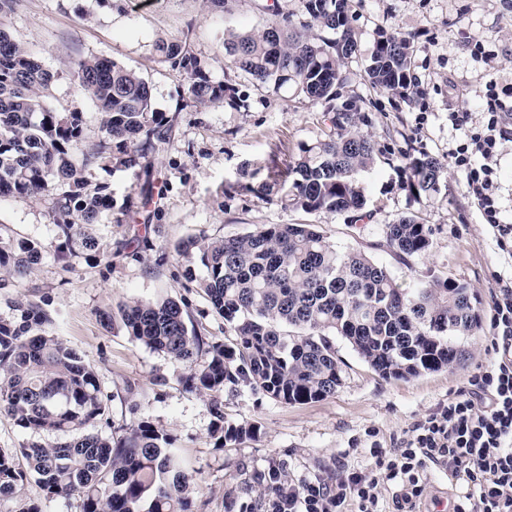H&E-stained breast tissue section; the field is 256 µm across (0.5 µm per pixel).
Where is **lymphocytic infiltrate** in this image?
<instances>
[{
  "label": "lymphocytic infiltrate",
  "instance_id": "obj_1",
  "mask_svg": "<svg viewBox=\"0 0 512 512\" xmlns=\"http://www.w3.org/2000/svg\"><path fill=\"white\" fill-rule=\"evenodd\" d=\"M504 91L489 88V119L467 146L449 151L448 163L465 174L467 194L477 203L499 248L512 255V224L502 223L496 202L498 151L512 137L502 111ZM493 358L471 377L468 390L420 420L395 448L374 447L372 464L328 481L289 484L269 497L266 512H382L391 491L394 512H416L429 467L448 471L468 491L453 512H512V289H500L492 305Z\"/></svg>",
  "mask_w": 512,
  "mask_h": 512
}]
</instances>
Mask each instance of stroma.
<instances>
[{
  "label": "stroma",
  "mask_w": 512,
  "mask_h": 512,
  "mask_svg": "<svg viewBox=\"0 0 512 512\" xmlns=\"http://www.w3.org/2000/svg\"><path fill=\"white\" fill-rule=\"evenodd\" d=\"M306 0H18L6 24L15 40L54 75L48 102L81 112L87 142L99 140L96 103L75 87L72 64L96 56L117 61L151 86L153 104L172 120L167 139L147 163L151 186L135 170L94 168L91 183L112 191L111 215L84 225L86 235L109 245V258L74 247L57 251V228L39 196L0 197V240H29L45 252L24 283L0 270V320L16 321L34 307L49 318L45 329L62 338L97 372L108 411L104 435L145 419L165 429L200 482L195 512H265L266 485L258 473L279 466L295 483L326 479L367 467L369 450L391 448L414 424L466 387L491 359L492 302L512 288V257L500 251L492 230L468 196L462 173L448 167V152L467 143L488 120L490 84H512V0H349L358 50L340 66L336 108H356L359 128L372 134L376 156L358 175L363 209L347 214L284 208L258 191L269 173L285 170L305 144L323 139L325 105L296 89L257 85L224 66V36L262 28L272 10L307 20ZM411 39L409 90L372 87L366 68L377 41ZM184 39L204 61L212 80L225 84L222 103L199 105L156 50L162 40ZM467 122L452 125L449 113ZM428 154L443 165L438 190L416 195L407 185V155ZM413 213L431 230L422 257L401 263L384 227ZM262 224H314L344 249L364 252L410 287L445 275L477 292L481 331L464 341L463 367L409 380H385L344 341H337L346 379L331 397L289 405L241 385L225 390L224 419L249 423L257 434L238 445L216 447L208 434V398L187 391L184 366L133 340L104 314L132 301L172 298L185 305L186 323L206 341H223L224 320L196 287L200 259L185 260L174 246L198 236L232 237ZM466 484L430 469L423 512H444Z\"/></svg>",
  "instance_id": "obj_1"
}]
</instances>
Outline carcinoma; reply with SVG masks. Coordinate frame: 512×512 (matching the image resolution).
Returning <instances> with one entry per match:
<instances>
[{
    "label": "carcinoma",
    "instance_id": "1",
    "mask_svg": "<svg viewBox=\"0 0 512 512\" xmlns=\"http://www.w3.org/2000/svg\"><path fill=\"white\" fill-rule=\"evenodd\" d=\"M16 2L0 0V196H45L68 244L82 236L83 225L112 211L109 187L91 184L84 172L140 165L166 139L170 120L154 108L150 85L135 72L81 57L74 78L97 104L103 132L85 148L82 113L46 104L53 74L3 28ZM306 12L309 20L299 25L277 14L260 30L228 34L224 66L327 104L328 131L301 147L296 178L274 172L262 190L307 213L359 211L365 201L356 174L373 164L375 141L359 131V113L333 106L340 65L357 50L348 0H306ZM315 27L334 37L309 35ZM157 49L187 82L193 101H224V85L210 80L185 42H161ZM412 58L407 38L379 41L367 69L370 83L408 89ZM406 169L411 191L436 190L437 159L410 154ZM385 235L403 263L431 247V229L416 215L385 225ZM195 249L206 269L199 288L224 317L226 342L208 343L188 329L181 303L171 298L133 301L118 316L128 336L188 368L185 387L208 396V433L219 448L256 433L252 425L224 421L227 388L243 383L277 402L307 404L343 385L338 338L379 376L407 380L463 366L461 342L480 329L478 296L468 283L436 277L404 288L386 266L338 248L313 224H262L238 236L177 244L184 258ZM41 257L39 245L0 240V268L19 281ZM47 321L30 310L19 322H0V415L33 434L57 437L51 445L32 440L18 449L26 471L14 453L0 450V501L32 478L48 497L78 494L82 512H193L195 478L173 437L147 420L116 438L95 432L107 411L96 371L59 337L33 329Z\"/></svg>",
    "mask_w": 512,
    "mask_h": 512
}]
</instances>
